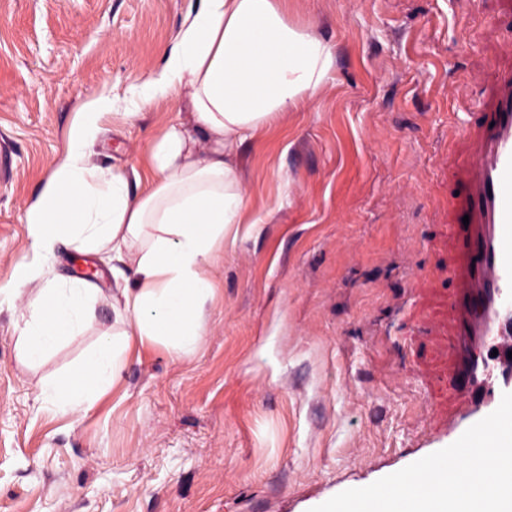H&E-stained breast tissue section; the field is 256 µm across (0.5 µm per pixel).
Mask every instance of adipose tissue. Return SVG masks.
<instances>
[{"mask_svg":"<svg viewBox=\"0 0 512 512\" xmlns=\"http://www.w3.org/2000/svg\"><path fill=\"white\" fill-rule=\"evenodd\" d=\"M286 2L194 0L161 68L132 88L133 108L170 96L189 108L188 119L148 143L155 179L145 190L89 160L100 120L116 105L111 92L72 123L64 159L26 210L27 252L0 285L6 299L34 291L16 330L24 360L35 364L82 333L100 300L87 281L53 277L58 244L112 255V332L76 372L41 388L61 414L88 411L118 384L134 346L160 344L177 359L201 348L215 294L209 268L248 221L239 150L301 111L336 64L316 30L288 19Z\"/></svg>","mask_w":512,"mask_h":512,"instance_id":"adipose-tissue-1","label":"adipose tissue"}]
</instances>
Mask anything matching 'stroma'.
Masks as SVG:
<instances>
[{
  "label": "stroma",
  "mask_w": 512,
  "mask_h": 512,
  "mask_svg": "<svg viewBox=\"0 0 512 512\" xmlns=\"http://www.w3.org/2000/svg\"><path fill=\"white\" fill-rule=\"evenodd\" d=\"M191 0H0V283L24 215L63 158L79 109L160 69ZM336 69L304 111L240 150L259 223L209 275L201 349L134 347L83 417L40 398L112 329V258L60 246L53 273L94 269L83 335L23 362L0 303V512H310L458 440L428 429L411 341L416 291L443 278L432 242L454 189L452 133L512 47L497 0H288ZM182 105L102 120L93 164L138 173Z\"/></svg>",
  "instance_id": "35a3bbf8"
}]
</instances>
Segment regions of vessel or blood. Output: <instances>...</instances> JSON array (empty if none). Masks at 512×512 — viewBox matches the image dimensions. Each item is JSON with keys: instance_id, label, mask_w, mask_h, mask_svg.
<instances>
[{"instance_id": "obj_1", "label": "vessel or blood", "mask_w": 512, "mask_h": 512, "mask_svg": "<svg viewBox=\"0 0 512 512\" xmlns=\"http://www.w3.org/2000/svg\"><path fill=\"white\" fill-rule=\"evenodd\" d=\"M458 187L435 245L450 288L427 284L421 330L432 374L431 428L480 421L512 393V58L498 65L456 139Z\"/></svg>"}]
</instances>
